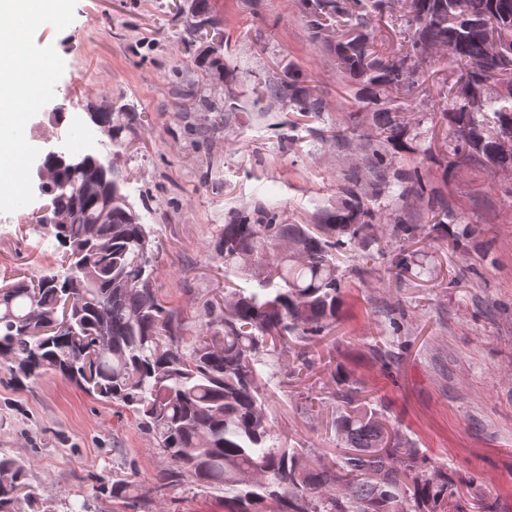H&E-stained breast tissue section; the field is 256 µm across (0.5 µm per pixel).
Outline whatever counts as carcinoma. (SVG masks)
<instances>
[{"label": "carcinoma", "mask_w": 512, "mask_h": 512, "mask_svg": "<svg viewBox=\"0 0 512 512\" xmlns=\"http://www.w3.org/2000/svg\"><path fill=\"white\" fill-rule=\"evenodd\" d=\"M401 42L389 53L374 45L380 22L393 18L389 0H304L312 36L322 39L341 18L349 36L326 44L347 84L356 87L361 111L372 112L376 137L353 144L343 131L336 146L362 153V166L342 174L336 206L314 224H284L280 207L259 203L253 212L224 225L217 246L224 275L256 282L224 289V304L206 302L203 320L190 326L158 298L154 282L159 243L133 204L119 203L126 181L111 162L92 155L78 166L47 156L48 223L38 228L79 255L75 274L46 270L0 289V365L24 382L53 371L86 394L131 411L167 460L155 492L174 489L188 477L224 494L230 512H473L461 481L402 445L397 430L357 388L322 362L319 347L336 325L342 300L340 257L377 240L382 219L373 200L409 193L434 199L419 167L398 166L408 150L443 170L470 161L492 170L512 169V153L499 154L496 139L512 137V0H407ZM498 35L500 51L489 39ZM450 48L455 81L451 103L439 112L454 135L450 156L435 157L421 143L420 121L407 115L404 96L423 84L403 67L429 44ZM199 67L230 72L218 49L208 46ZM461 84H487L495 91L473 108L456 94ZM273 101L286 100L304 117L326 104L288 74L264 80ZM91 120L121 144L125 126L104 103ZM394 235L411 237L416 226L389 214ZM293 340L299 365L288 370L280 349ZM336 380L340 399L332 425L346 451L332 464L274 442L263 386L287 372L315 366ZM378 472L377 481L371 474ZM0 512H26L36 505L26 464L4 454ZM95 491L135 509L151 502L126 479L101 482Z\"/></svg>", "instance_id": "cac0c4a2"}]
</instances>
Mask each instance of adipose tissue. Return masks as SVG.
Returning <instances> with one entry per match:
<instances>
[{"label": "adipose tissue", "instance_id": "adipose-tissue-1", "mask_svg": "<svg viewBox=\"0 0 512 512\" xmlns=\"http://www.w3.org/2000/svg\"><path fill=\"white\" fill-rule=\"evenodd\" d=\"M63 0H0V197L23 189L28 149L10 128H24L31 103L37 100L43 59L30 56L26 34L33 18L58 14Z\"/></svg>", "mask_w": 512, "mask_h": 512}]
</instances>
